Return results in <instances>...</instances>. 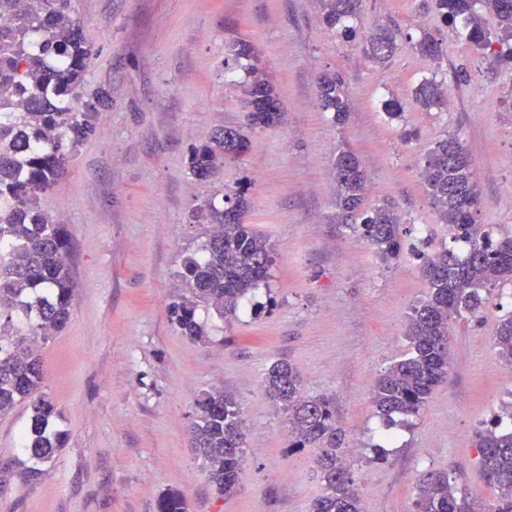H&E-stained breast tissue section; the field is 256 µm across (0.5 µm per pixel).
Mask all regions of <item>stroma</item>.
I'll list each match as a JSON object with an SVG mask.
<instances>
[{
    "label": "stroma",
    "instance_id": "obj_1",
    "mask_svg": "<svg viewBox=\"0 0 512 512\" xmlns=\"http://www.w3.org/2000/svg\"><path fill=\"white\" fill-rule=\"evenodd\" d=\"M418 3L363 0L362 27L391 21L399 30L396 55L378 65L328 29L315 0H71L95 52L82 96L96 105V132L41 197L73 247L72 315L40 349L59 412L53 426L67 443L39 466L21 442L28 403L0 417V512H155L170 491L188 512H311L323 492L314 452L290 450L288 425L263 387L279 360L300 371L310 394L331 400L363 512H413L416 485L432 470L449 472L466 494L495 497L474 432L512 390L492 340L499 316L512 311V284L482 320L455 323L447 380L396 427L385 459L371 451L382 428L374 382L403 353L406 315L425 284L413 255L384 264L337 222L338 147L361 160L370 202L396 207L402 238L424 232L436 248L446 227L420 167L435 142L460 135L481 189L477 222L512 233V207L502 201L512 188V69L492 65ZM424 31L442 46L440 70L471 73L470 82L449 81L443 111L411 104L417 80L435 66L411 49ZM237 40L255 47L279 94L274 129L251 128L241 84L224 79L225 47ZM325 72L343 80L344 123L318 103ZM391 98L404 105L401 119L383 111ZM225 126L249 138V152L215 178L196 179L192 149ZM238 188L251 202L246 223L270 237L277 260L233 323L199 309L208 336L195 342L169 315L179 255L202 240L197 209ZM210 389L235 396L248 425L229 497L215 492L190 443L194 401ZM37 466L36 479L22 478Z\"/></svg>",
    "mask_w": 512,
    "mask_h": 512
}]
</instances>
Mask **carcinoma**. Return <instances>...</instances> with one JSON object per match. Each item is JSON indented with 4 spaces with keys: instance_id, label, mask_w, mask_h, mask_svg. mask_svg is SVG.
<instances>
[{
    "instance_id": "1",
    "label": "carcinoma",
    "mask_w": 512,
    "mask_h": 512,
    "mask_svg": "<svg viewBox=\"0 0 512 512\" xmlns=\"http://www.w3.org/2000/svg\"><path fill=\"white\" fill-rule=\"evenodd\" d=\"M320 16L340 39H363L368 59L383 65L398 50V30L377 24L363 33L357 23L362 0H317ZM492 13L497 31L483 26L476 4ZM443 22L462 25L460 35L490 62L512 69V0H421ZM415 52L440 60V43L428 33L413 43ZM235 67L246 75L247 107L252 126L262 130L280 124L275 87L260 74L251 44L228 45ZM92 64L81 21L70 0H0V416L26 401L32 409L21 441L31 457L50 463L66 446V433L49 430L57 409L44 391L40 344L60 332L71 316L74 288L71 240L64 225L40 206L41 194L64 174L73 148L95 132L80 89ZM321 108L345 120L349 103L340 77L326 73L319 80ZM412 103L430 111L448 103V77L439 71L423 76ZM249 139L235 127L214 133L196 148L189 170L199 180L211 178L226 160H239ZM428 195L442 223L452 226L467 249L442 246L431 253H410L420 259L426 282L424 299L406 319L405 353L376 380L372 401L382 427L397 425L395 416H417L434 387L448 376L453 324L464 317L477 321L499 292L512 284V235L498 238L483 232L475 214L480 189L470 154L457 135L427 151L421 169ZM339 223L366 240L384 262L404 252L401 219L393 208H363L368 178L358 157L340 148L333 164ZM249 209L245 190L208 202L200 217L209 233L196 250L184 256L176 276L181 294L171 303V322L182 335L202 341L207 332L197 319L200 306L229 322L238 318L243 301L267 281L276 262V244L244 222ZM502 363L512 367V312L502 316L493 338ZM267 395L288 421L291 447L315 450V464L324 493L312 512H362L359 485L344 456L341 429L329 400L304 390L292 364L274 363L264 380ZM475 432L479 463L496 491L485 503L460 492L448 473L428 472L416 486L414 512H512V401ZM192 447L219 494H234L243 471L246 425L237 399L222 390L204 391L194 402L190 426ZM156 512H187L178 492L162 495Z\"/></svg>"
}]
</instances>
